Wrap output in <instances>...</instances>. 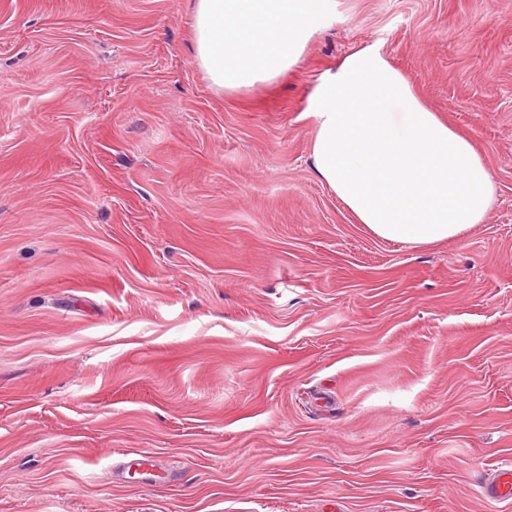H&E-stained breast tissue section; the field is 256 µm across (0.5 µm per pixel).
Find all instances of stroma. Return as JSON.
Returning <instances> with one entry per match:
<instances>
[{"label":"stroma","mask_w":512,"mask_h":512,"mask_svg":"<svg viewBox=\"0 0 512 512\" xmlns=\"http://www.w3.org/2000/svg\"><path fill=\"white\" fill-rule=\"evenodd\" d=\"M191 2L0 0V512H512L476 486L512 464V0H330L224 92ZM369 45L493 174L458 238L380 239L313 169Z\"/></svg>","instance_id":"stroma-1"}]
</instances>
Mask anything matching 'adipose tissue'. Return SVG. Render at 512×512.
Wrapping results in <instances>:
<instances>
[{
	"mask_svg": "<svg viewBox=\"0 0 512 512\" xmlns=\"http://www.w3.org/2000/svg\"><path fill=\"white\" fill-rule=\"evenodd\" d=\"M323 7L194 0L195 61L222 91L273 80L295 63ZM310 108L316 174L375 236L424 246L484 221L493 196L485 160L378 48H359L325 73Z\"/></svg>",
	"mask_w": 512,
	"mask_h": 512,
	"instance_id": "1",
	"label": "adipose tissue"
}]
</instances>
